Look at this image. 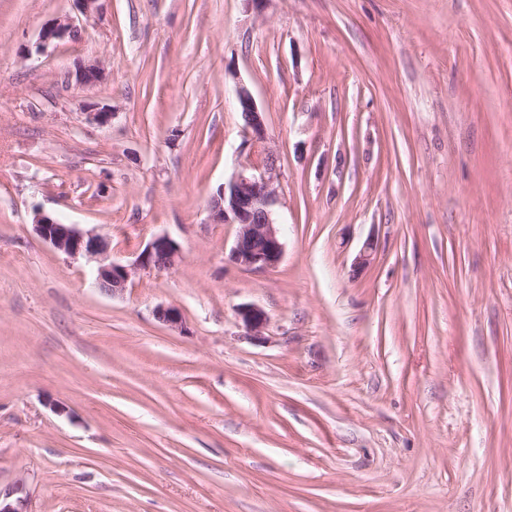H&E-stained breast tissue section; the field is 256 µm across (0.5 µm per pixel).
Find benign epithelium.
I'll return each mask as SVG.
<instances>
[{"instance_id": "obj_1", "label": "benign epithelium", "mask_w": 512, "mask_h": 512, "mask_svg": "<svg viewBox=\"0 0 512 512\" xmlns=\"http://www.w3.org/2000/svg\"><path fill=\"white\" fill-rule=\"evenodd\" d=\"M74 35L69 20H55L42 30L36 52H43L49 45ZM102 76V68L91 64L76 76L81 86H92ZM238 111L242 112L250 146L248 161L241 166L213 194L209 207L213 220L218 224H235L237 236L230 251V260L237 266L250 270H268L276 267L284 253V244L278 229L275 206L278 191L275 186L278 157L267 145V133L251 90L240 83L236 89ZM34 229L54 249L72 257H87L98 262L95 282L98 288L111 294L124 291L133 274L141 268L163 272L173 268L180 259V249L175 241L163 235L154 238L132 264L112 259L107 238L85 231L74 224H62L52 217L38 213ZM155 316L161 323L183 329L184 320L174 307L160 306ZM237 316L248 336L256 342L265 340L264 329L268 321L266 312L253 305L238 308Z\"/></svg>"}]
</instances>
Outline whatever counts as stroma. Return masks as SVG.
I'll return each instance as SVG.
<instances>
[{"instance_id": "1", "label": "stroma", "mask_w": 512, "mask_h": 512, "mask_svg": "<svg viewBox=\"0 0 512 512\" xmlns=\"http://www.w3.org/2000/svg\"><path fill=\"white\" fill-rule=\"evenodd\" d=\"M98 6L0 0V491L30 512H512V0ZM56 18L74 39L36 53ZM241 83L279 157L265 271L208 209L246 160ZM39 212L123 262L160 235L181 259L113 295ZM237 316L248 336L256 342H263L265 326L268 321L266 312L253 305H243L238 308Z\"/></svg>"}]
</instances>
